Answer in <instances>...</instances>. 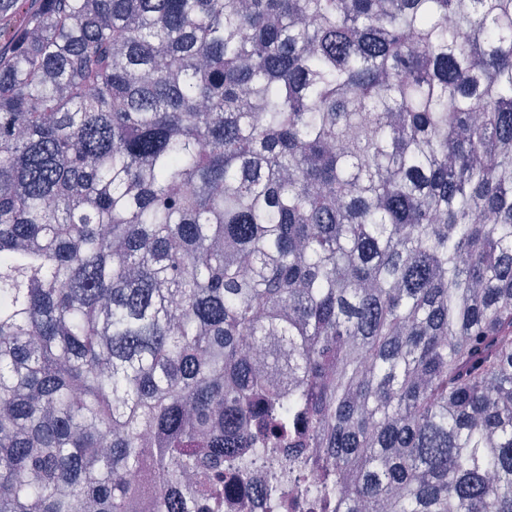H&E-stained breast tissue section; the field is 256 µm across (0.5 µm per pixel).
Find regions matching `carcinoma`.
<instances>
[{
  "label": "carcinoma",
  "mask_w": 512,
  "mask_h": 512,
  "mask_svg": "<svg viewBox=\"0 0 512 512\" xmlns=\"http://www.w3.org/2000/svg\"><path fill=\"white\" fill-rule=\"evenodd\" d=\"M290 448L512 512V0H0V512Z\"/></svg>",
  "instance_id": "cac0c4a2"
}]
</instances>
